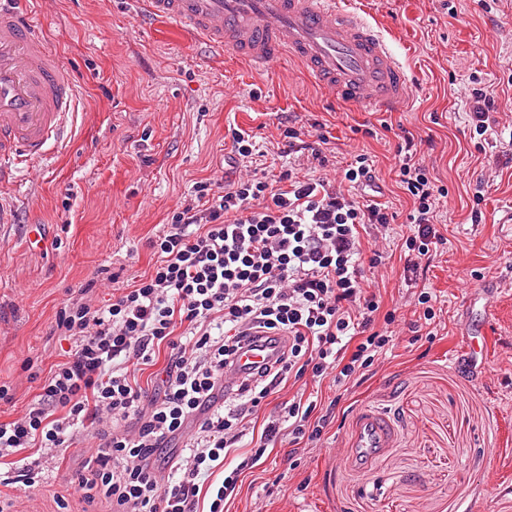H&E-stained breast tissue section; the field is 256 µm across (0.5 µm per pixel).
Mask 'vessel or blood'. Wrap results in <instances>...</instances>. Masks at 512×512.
I'll return each mask as SVG.
<instances>
[{
	"instance_id": "b4317fda",
	"label": "vessel or blood",
	"mask_w": 512,
	"mask_h": 512,
	"mask_svg": "<svg viewBox=\"0 0 512 512\" xmlns=\"http://www.w3.org/2000/svg\"><path fill=\"white\" fill-rule=\"evenodd\" d=\"M148 16L170 19L216 52L228 51L255 69L284 55L300 59L310 78L334 96L366 109L394 112L410 105L403 64L383 34L336 0H143ZM77 89L60 56L17 7L0 4V187L11 184L16 161L43 160L71 138ZM491 322L466 329L465 355L484 357ZM282 337L246 345L224 371L232 390L244 373L283 348ZM388 438L385 422L368 413L354 454L372 461Z\"/></svg>"
}]
</instances>
